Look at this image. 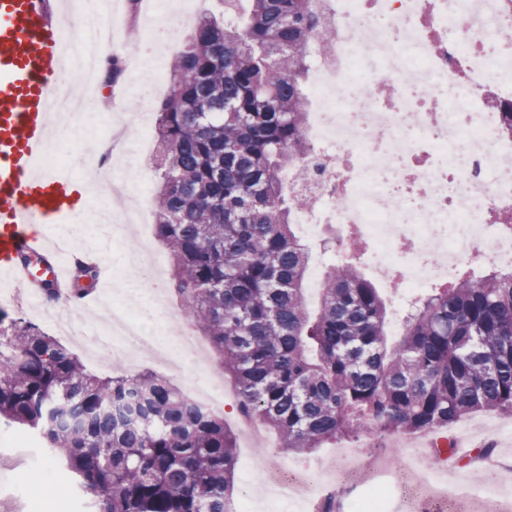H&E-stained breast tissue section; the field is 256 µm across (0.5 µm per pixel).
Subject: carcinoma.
I'll return each instance as SVG.
<instances>
[{"instance_id": "cac0c4a2", "label": "carcinoma", "mask_w": 512, "mask_h": 512, "mask_svg": "<svg viewBox=\"0 0 512 512\" xmlns=\"http://www.w3.org/2000/svg\"><path fill=\"white\" fill-rule=\"evenodd\" d=\"M224 0L196 24L160 104L158 238L170 289L237 387L238 408L310 453L346 433L431 434L492 411L512 418V269L438 285L387 346L386 306L351 263L333 265L321 309L302 288L292 226L306 199L279 172L308 150L315 0ZM83 299L97 263L81 259ZM0 420L60 454L96 512H231L236 437L163 376L90 373L39 325L0 308Z\"/></svg>"}]
</instances>
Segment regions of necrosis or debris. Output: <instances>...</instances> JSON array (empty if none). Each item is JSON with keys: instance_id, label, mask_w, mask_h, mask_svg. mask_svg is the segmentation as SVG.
Returning a JSON list of instances; mask_svg holds the SVG:
<instances>
[{"instance_id": "necrosis-or-debris-1", "label": "necrosis or debris", "mask_w": 512, "mask_h": 512, "mask_svg": "<svg viewBox=\"0 0 512 512\" xmlns=\"http://www.w3.org/2000/svg\"><path fill=\"white\" fill-rule=\"evenodd\" d=\"M65 66L91 86L127 22L113 0H79ZM332 41L311 39L308 87L315 98L309 149L279 174L289 195L306 194L295 223L310 233L335 225L339 256L364 266L393 296L392 329L403 332L408 297L453 271L512 268V0H318ZM93 353L113 363L140 350L172 361L157 342L113 309ZM243 429L268 457L267 486L283 495L325 494L377 477L354 512H386L396 496L413 503L448 489L431 471L391 470L367 443L323 463L281 466L263 423Z\"/></svg>"}]
</instances>
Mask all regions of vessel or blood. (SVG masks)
Wrapping results in <instances>:
<instances>
[{
	"label": "vessel or blood",
	"instance_id": "1",
	"mask_svg": "<svg viewBox=\"0 0 512 512\" xmlns=\"http://www.w3.org/2000/svg\"><path fill=\"white\" fill-rule=\"evenodd\" d=\"M63 43L45 0H0V271L28 289L44 280L64 287L72 279L59 249L34 231L74 212L70 182L40 166ZM24 253L39 258V267H20Z\"/></svg>",
	"mask_w": 512,
	"mask_h": 512
}]
</instances>
